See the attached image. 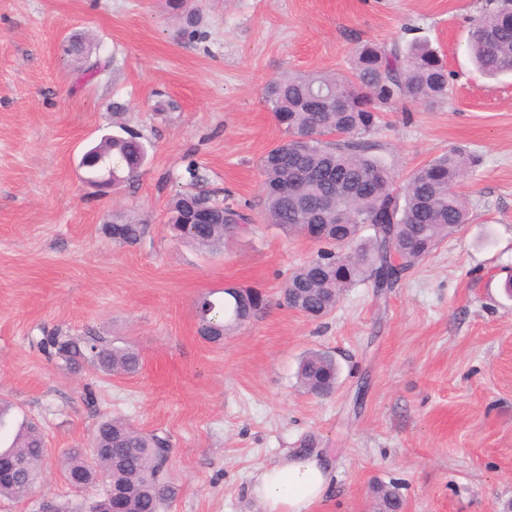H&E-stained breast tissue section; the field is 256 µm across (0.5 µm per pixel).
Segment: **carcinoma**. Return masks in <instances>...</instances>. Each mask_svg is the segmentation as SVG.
<instances>
[{
  "instance_id": "carcinoma-1",
  "label": "carcinoma",
  "mask_w": 512,
  "mask_h": 512,
  "mask_svg": "<svg viewBox=\"0 0 512 512\" xmlns=\"http://www.w3.org/2000/svg\"><path fill=\"white\" fill-rule=\"evenodd\" d=\"M471 58L489 77L512 74V0L477 17L467 37ZM448 69L426 42L383 46L360 42L348 73L289 72L266 88L264 101L287 139L259 160L262 175V218L298 235L313 238L319 248L290 272L283 283L285 305L305 317L321 319L334 311L344 291L370 281L379 291L396 287L402 276L426 259L443 241L468 223L464 197L454 187L474 158L459 150L417 167L402 185L385 165L370 155V138L383 113L409 111L415 103L437 105L448 97ZM308 138L301 150L297 138ZM101 149H112V188L132 180L147 157L142 136L122 128L104 138ZM194 188L176 195L167 230L212 253L224 250L231 237L247 232L252 220L249 203L235 201L203 187L204 175L190 171ZM208 210L210 224H191L192 214ZM338 210L343 222L331 213ZM367 227L371 234L359 236ZM106 234L119 245L132 246L146 232V221L125 212L112 213ZM264 306L263 296L249 290L211 294L195 304L200 332L217 342L250 320ZM49 357L75 370L89 363L109 375H133L141 366L138 352L115 347L100 337L70 336L59 327L45 329L38 341ZM307 393L325 397L336 389V359L323 351L305 354L297 371ZM40 427L30 423L10 446L0 450V498L20 499L31 488L45 453ZM170 443L156 432H144L121 417L97 422L90 449L63 452L65 481L75 473L88 484L106 480L124 493L125 512H160L173 496L165 465ZM378 512H401L402 500L393 486L375 489Z\"/></svg>"
}]
</instances>
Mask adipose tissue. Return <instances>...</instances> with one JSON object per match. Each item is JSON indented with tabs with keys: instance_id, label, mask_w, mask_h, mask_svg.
Segmentation results:
<instances>
[{
	"instance_id": "adipose-tissue-1",
	"label": "adipose tissue",
	"mask_w": 512,
	"mask_h": 512,
	"mask_svg": "<svg viewBox=\"0 0 512 512\" xmlns=\"http://www.w3.org/2000/svg\"><path fill=\"white\" fill-rule=\"evenodd\" d=\"M330 467L315 454L291 453L260 468L250 493L262 512H311L330 492Z\"/></svg>"
}]
</instances>
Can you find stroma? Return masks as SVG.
I'll return each mask as SVG.
<instances>
[{"instance_id":"1","label":"stroma","mask_w":512,"mask_h":512,"mask_svg":"<svg viewBox=\"0 0 512 512\" xmlns=\"http://www.w3.org/2000/svg\"><path fill=\"white\" fill-rule=\"evenodd\" d=\"M203 38L181 32L169 0H0V448L21 426L45 436L32 491L0 512H86L98 497L61 476L62 453L88 447L99 416L166 434L161 512H258L254 474L294 450L326 457L334 488L312 512H375L376 485L402 512H498L512 501V75L469 62L473 17L492 0H190ZM89 38L105 69L63 52ZM422 39L452 91L437 106L388 112L373 156L405 182L451 149L478 156L456 190L470 221L396 288H349L312 321L279 303L289 271L317 251L256 219L209 253L170 239L169 204L189 165L210 188L259 205L260 157L284 132L264 103L288 71H338L358 41ZM148 156L130 186L102 195L78 167L113 131V105ZM145 216L133 246L103 232L113 211ZM232 284L265 308L218 342L195 302ZM102 336L142 358L133 376L69 370L37 342L45 327ZM333 354L335 391L297 384L309 351Z\"/></svg>"}]
</instances>
